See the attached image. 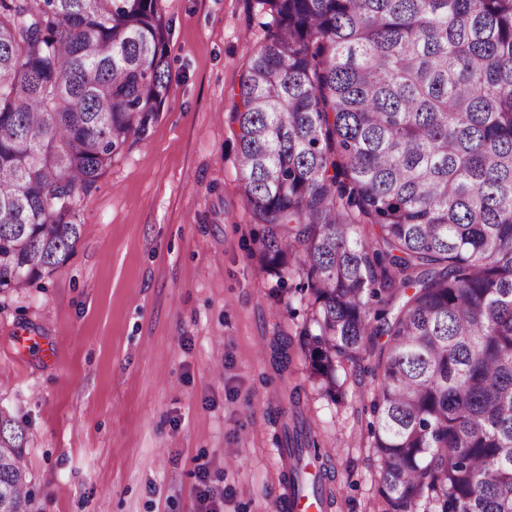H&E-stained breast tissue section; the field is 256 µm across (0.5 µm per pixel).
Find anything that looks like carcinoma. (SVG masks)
Returning <instances> with one entry per match:
<instances>
[{
	"mask_svg": "<svg viewBox=\"0 0 512 512\" xmlns=\"http://www.w3.org/2000/svg\"><path fill=\"white\" fill-rule=\"evenodd\" d=\"M157 0H0V294L68 260L79 202L168 90ZM233 136L260 269L312 299L310 377L379 352L378 512H512V0H258ZM292 339L266 342L271 368ZM292 484L325 479L298 390ZM0 408V512H28Z\"/></svg>",
	"mask_w": 512,
	"mask_h": 512,
	"instance_id": "carcinoma-1",
	"label": "carcinoma"
}]
</instances>
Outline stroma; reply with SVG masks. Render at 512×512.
Returning a JSON list of instances; mask_svg holds the SVG:
<instances>
[{"mask_svg":"<svg viewBox=\"0 0 512 512\" xmlns=\"http://www.w3.org/2000/svg\"><path fill=\"white\" fill-rule=\"evenodd\" d=\"M158 8L171 35L156 122L81 202L73 255L0 295V407L26 432L30 512H194L201 467L220 512H280L276 439L295 387L333 512H374L376 355L341 371L336 404L302 355L278 375L259 349L308 313L259 269L231 130L267 16L257 0Z\"/></svg>","mask_w":512,"mask_h":512,"instance_id":"obj_1","label":"stroma"}]
</instances>
